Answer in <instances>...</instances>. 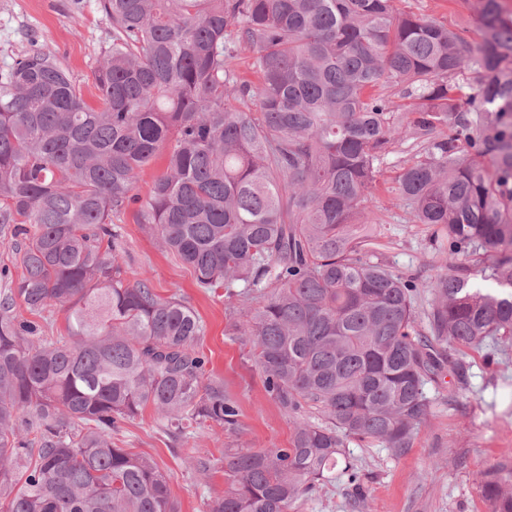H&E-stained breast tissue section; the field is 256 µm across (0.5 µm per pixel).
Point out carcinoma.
I'll return each instance as SVG.
<instances>
[{
  "mask_svg": "<svg viewBox=\"0 0 512 512\" xmlns=\"http://www.w3.org/2000/svg\"><path fill=\"white\" fill-rule=\"evenodd\" d=\"M393 2L101 0L112 44L97 104L45 52L0 73V224L22 238L21 275L0 298L6 512H180L167 474L112 431L149 407L181 435L242 429L196 349L194 310L124 277L112 217L132 204L198 287L224 290L225 335L294 422L286 448L229 446L197 464L224 469L209 512H296L338 470L358 482L348 441L413 446L440 345L512 347V14L464 0L472 44ZM242 48L256 87L228 67ZM467 71L474 83L458 82ZM252 97L259 111L236 106ZM408 141L397 190L445 269L428 336L417 284L372 260L355 222L376 220L381 164ZM164 151L143 199L137 175ZM18 300L32 315L61 309L66 335H38ZM481 489L490 512H512L511 473Z\"/></svg>",
  "mask_w": 512,
  "mask_h": 512,
  "instance_id": "cac0c4a2",
  "label": "carcinoma"
}]
</instances>
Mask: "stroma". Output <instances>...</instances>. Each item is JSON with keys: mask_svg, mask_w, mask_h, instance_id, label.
I'll return each instance as SVG.
<instances>
[{"mask_svg": "<svg viewBox=\"0 0 512 512\" xmlns=\"http://www.w3.org/2000/svg\"><path fill=\"white\" fill-rule=\"evenodd\" d=\"M397 11L423 15L477 34L473 17L460 0H396ZM112 42V22L101 0H0V70L30 49L55 56L71 73L88 103H96L94 72ZM410 157L408 145L396 146L381 166L374 194L377 223L364 233L375 242L379 261L418 285L417 328L427 331L432 302L429 284L443 262L426 225L414 223L397 191L396 178ZM118 252L129 280L148 279L160 296L177 295L200 317L197 341L206 368L224 381L241 405L243 431L238 445L284 448L293 421L267 395L260 371L247 351L225 334L224 298L198 287L193 270L162 250L154 236L136 224L132 212L116 217ZM443 373L424 387L431 413L412 448L398 455L376 444L351 440L347 453L360 485L336 478L320 485L298 512H490L479 477L512 471V349L486 362L483 351H450ZM122 448L150 456L169 476L181 512H208L224 493V474L201 481L198 459L219 458L227 436L199 429L174 436L153 410L122 423L112 434Z\"/></svg>", "mask_w": 512, "mask_h": 512, "instance_id": "stroma-1", "label": "stroma"}]
</instances>
